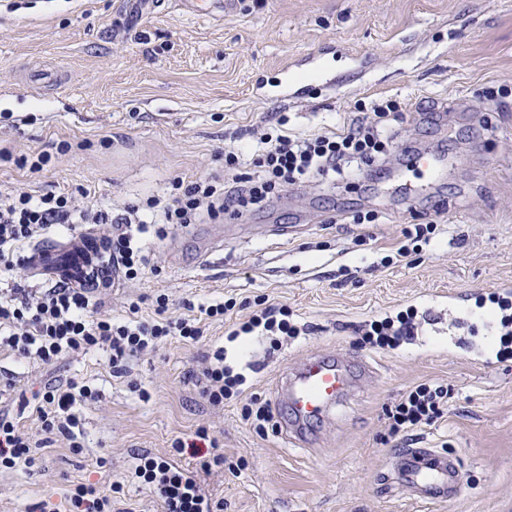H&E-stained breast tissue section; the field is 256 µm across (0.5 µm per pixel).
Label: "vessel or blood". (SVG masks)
Here are the masks:
<instances>
[{
  "label": "vessel or blood",
  "mask_w": 512,
  "mask_h": 512,
  "mask_svg": "<svg viewBox=\"0 0 512 512\" xmlns=\"http://www.w3.org/2000/svg\"><path fill=\"white\" fill-rule=\"evenodd\" d=\"M235 0H178L186 16L220 21ZM370 373L363 356L314 354L276 382L287 442L302 446L312 427L329 417ZM396 480L420 500L449 501L460 493L459 464L431 448H404L395 458Z\"/></svg>",
  "instance_id": "vessel-or-blood-1"
}]
</instances>
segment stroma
<instances>
[{"label": "stroma", "mask_w": 512, "mask_h": 512, "mask_svg": "<svg viewBox=\"0 0 512 512\" xmlns=\"http://www.w3.org/2000/svg\"><path fill=\"white\" fill-rule=\"evenodd\" d=\"M122 2L17 0L10 10L0 0V148L10 152L0 192H69L118 210L163 194L173 178L221 170L225 152L251 159L263 133L337 131L388 99L402 110L381 125L385 178L354 165L344 179L288 187L232 234L209 219L143 234L149 263L107 292L105 311L119 317L134 302L149 319L161 294L173 316L233 300L223 318L203 321L199 340L167 338L123 374L100 349L55 367L0 350V408L33 439L44 437L33 400L43 384L73 378L99 393L79 408L81 448L58 437L0 473V512L43 500L69 512L82 483L109 497L112 512H162L135 474L145 455L188 472L223 512H512V355L498 351L491 369L470 356L474 337L456 329L446 302L469 299L479 314L476 294L512 285V0H236L220 22L169 7L134 24ZM320 50L335 86L315 80L297 102L278 101L281 68ZM39 69L57 84H26ZM444 107L456 115L446 126ZM410 145L440 159L443 179L429 185L401 170ZM39 152L51 157L42 171L23 166ZM408 181L417 195L402 190ZM367 211L373 222L353 223ZM271 224L295 231L280 237ZM419 224L434 225L430 241L397 256L404 230ZM218 232L222 244L200 265L202 241ZM32 247L41 263L0 271V293L40 290L76 260L62 237ZM263 304L287 308L296 335L242 333ZM404 317L411 332L368 340L372 324ZM219 346L244 382L214 408L186 374ZM326 352L364 356L373 374L307 446L245 420L252 401H273L279 376ZM421 384L448 388L442 416L392 433L389 411ZM201 427L223 465L206 470L176 453ZM401 448L459 457L463 494L448 503L401 492L390 477Z\"/></svg>", "instance_id": "obj_1"}]
</instances>
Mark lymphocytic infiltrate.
Returning a JSON list of instances; mask_svg holds the SVG:
<instances>
[{
	"instance_id": "lymphocytic-infiltrate-1",
	"label": "lymphocytic infiltrate",
	"mask_w": 512,
	"mask_h": 512,
	"mask_svg": "<svg viewBox=\"0 0 512 512\" xmlns=\"http://www.w3.org/2000/svg\"><path fill=\"white\" fill-rule=\"evenodd\" d=\"M260 142L253 160L256 176L237 177L240 158L230 151L224 155L223 173L205 174L187 183L173 180L168 196H149L141 203L126 205L115 216L104 209L80 206L75 196L65 192L37 197L23 191L0 194L1 269L21 264L24 246L53 231L72 233L80 224L112 227L111 234L98 238L80 235L82 262L76 272L50 279L46 288L34 294L16 288L10 296L0 297V346L16 357L45 366L58 365L79 351L101 346L109 350L113 369L120 370L167 337L198 339L203 334L198 318L169 316L168 300L162 295L156 299L158 317L151 322L131 316L115 320L108 314L90 318L89 308L100 301L103 289L115 287L120 279H137L146 266L136 233L150 222L194 224L205 215L214 219L224 214L243 217L288 186L317 177L343 179L350 160L358 159L368 166L378 163L388 140L376 123L356 119L337 132L303 137L265 133ZM188 377L214 407L236 396L242 382L225 368L220 347L206 355L201 368L190 370ZM95 397L89 384L73 380L35 394L42 432L62 436L70 447H78L75 408ZM447 397L443 387L416 386L390 412L393 429L440 416ZM33 447L31 437L7 412L0 411V472L31 463ZM137 474L153 486L163 512H213L199 485L168 462L146 460Z\"/></svg>"
}]
</instances>
